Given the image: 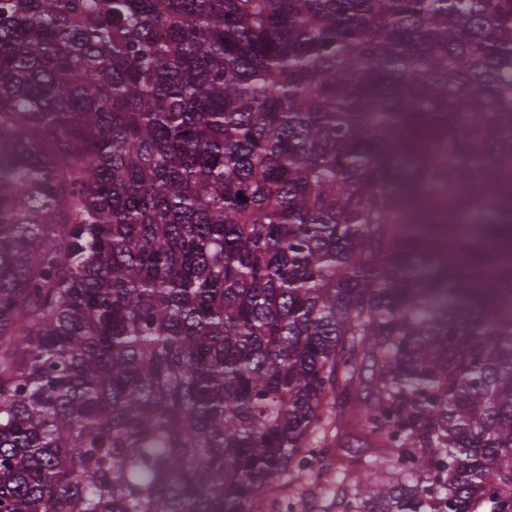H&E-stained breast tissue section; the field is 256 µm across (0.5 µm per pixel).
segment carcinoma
<instances>
[{"instance_id": "obj_1", "label": "carcinoma", "mask_w": 512, "mask_h": 512, "mask_svg": "<svg viewBox=\"0 0 512 512\" xmlns=\"http://www.w3.org/2000/svg\"><path fill=\"white\" fill-rule=\"evenodd\" d=\"M347 412L345 512H512V0H0V512H253Z\"/></svg>"}]
</instances>
